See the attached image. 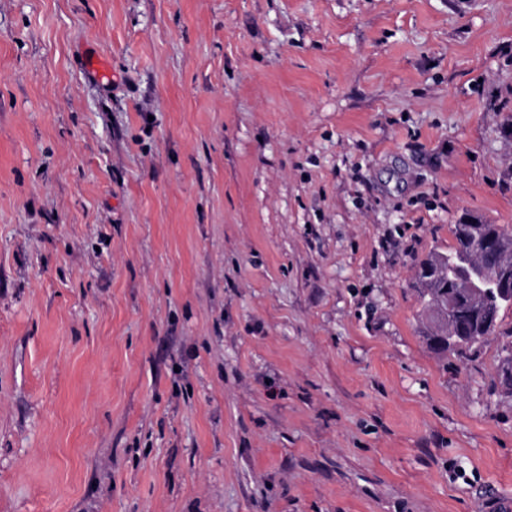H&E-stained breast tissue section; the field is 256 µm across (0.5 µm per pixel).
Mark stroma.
Masks as SVG:
<instances>
[{"mask_svg": "<svg viewBox=\"0 0 512 512\" xmlns=\"http://www.w3.org/2000/svg\"><path fill=\"white\" fill-rule=\"evenodd\" d=\"M456 224L512 229V0H0V512H487Z\"/></svg>", "mask_w": 512, "mask_h": 512, "instance_id": "obj_1", "label": "stroma"}]
</instances>
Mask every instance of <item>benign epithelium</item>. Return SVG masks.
Segmentation results:
<instances>
[{"label": "benign epithelium", "instance_id": "obj_1", "mask_svg": "<svg viewBox=\"0 0 512 512\" xmlns=\"http://www.w3.org/2000/svg\"><path fill=\"white\" fill-rule=\"evenodd\" d=\"M466 260L473 275L456 283L454 297L459 302L474 305L489 329L496 322L498 308L487 303L490 289H495L497 298L512 302V262H498L492 267H483L481 261L497 249L492 237L486 234L481 224H467L462 232Z\"/></svg>", "mask_w": 512, "mask_h": 512}]
</instances>
